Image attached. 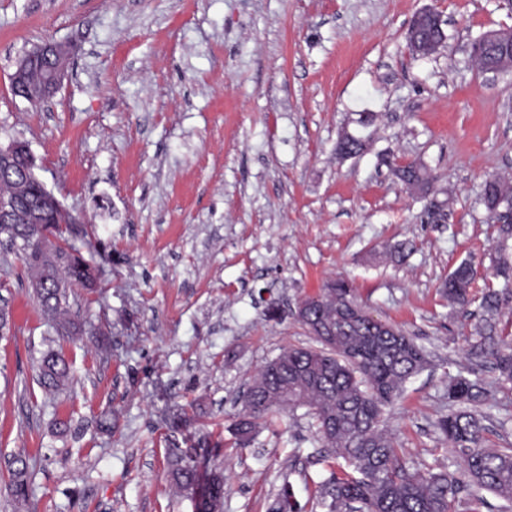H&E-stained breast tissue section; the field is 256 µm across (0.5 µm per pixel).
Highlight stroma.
<instances>
[{
  "label": "stroma",
  "instance_id": "1",
  "mask_svg": "<svg viewBox=\"0 0 512 512\" xmlns=\"http://www.w3.org/2000/svg\"><path fill=\"white\" fill-rule=\"evenodd\" d=\"M426 6L447 41L420 58L406 33ZM508 27L496 0H0V142L28 144L38 179L81 218L73 242L99 274L74 289L81 328L60 342L72 378L49 397L28 269L18 253L0 266V512H194L165 457L168 414L189 407L219 445L201 467H224L223 512H269L286 482L302 512H323L316 489L342 462L314 455L305 409L248 448L232 426L257 371L310 344L294 311L336 277L429 353L382 428L417 463L456 469L434 423L465 341L439 285L464 259L476 287L492 281L479 196L486 178L512 176V73L486 78L467 46ZM46 40L74 56L33 104L10 76ZM359 112L376 115L369 144L337 159ZM411 162L450 194L443 223L394 178ZM406 240L403 261L383 257ZM104 410L109 435L96 427ZM67 417L80 435L55 434ZM16 455L33 474L26 502L8 488Z\"/></svg>",
  "mask_w": 512,
  "mask_h": 512
}]
</instances>
